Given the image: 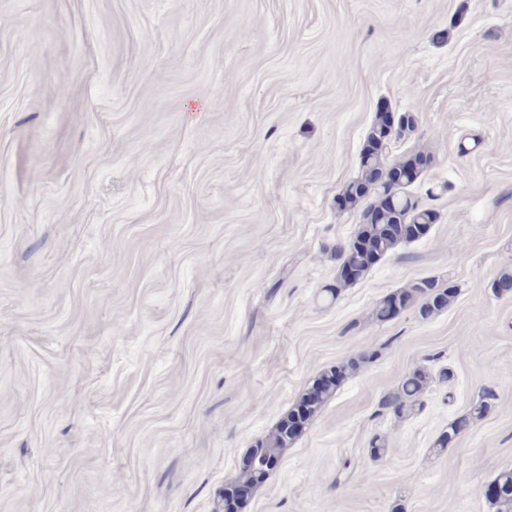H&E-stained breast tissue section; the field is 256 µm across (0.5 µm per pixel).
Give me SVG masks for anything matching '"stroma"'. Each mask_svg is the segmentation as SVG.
Returning a JSON list of instances; mask_svg holds the SVG:
<instances>
[{
  "instance_id": "35a3bbf8",
  "label": "stroma",
  "mask_w": 512,
  "mask_h": 512,
  "mask_svg": "<svg viewBox=\"0 0 512 512\" xmlns=\"http://www.w3.org/2000/svg\"><path fill=\"white\" fill-rule=\"evenodd\" d=\"M382 105L418 118L394 153L430 152L411 191L438 218L334 299ZM511 267L512 0H0V512H221L361 352L244 512H494ZM420 279L455 302L374 319ZM369 359H371V355H369L368 353H363V354L351 356L346 359L340 360L338 362V366L340 367V369L342 371L341 377H340L339 370L336 371L337 365L332 366V368L331 367L328 368V370H326L324 372V375H323L324 381L337 380V379H339V377H340V379L336 382L335 387L324 392L322 399H320L319 402L317 403V405L315 406V409L313 411L310 422L321 412V410L324 408V406L334 397V395H335L336 391L338 390L342 381L348 375L357 371L360 368L361 364L365 363L366 360H369ZM429 380L430 376L423 368L409 371L397 391L387 396L384 405L391 408L397 416L411 413L416 406H420ZM253 449L243 457L239 465V471L244 472L247 476L246 481L235 487L234 497L239 500H246L257 486L263 484L271 469L259 460L262 454L253 452Z\"/></svg>"
}]
</instances>
